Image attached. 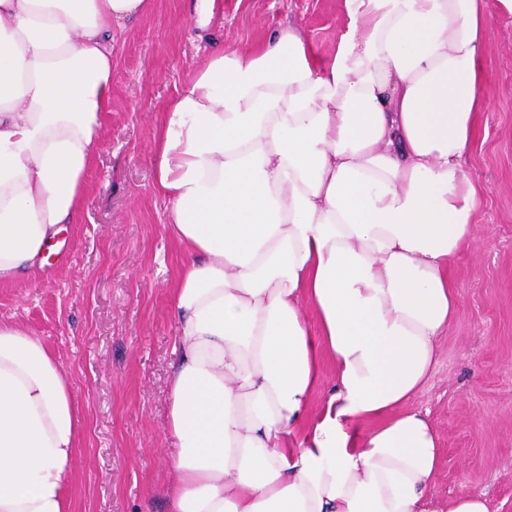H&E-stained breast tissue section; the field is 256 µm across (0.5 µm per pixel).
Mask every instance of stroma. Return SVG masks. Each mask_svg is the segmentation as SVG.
<instances>
[{
    "label": "stroma",
    "instance_id": "stroma-1",
    "mask_svg": "<svg viewBox=\"0 0 512 512\" xmlns=\"http://www.w3.org/2000/svg\"><path fill=\"white\" fill-rule=\"evenodd\" d=\"M214 12L228 51L292 22L327 56L348 23L344 0H215ZM212 49L196 36L193 0H150L116 32L112 105L78 218L37 282L0 284V320L50 348L78 407L72 512H165L170 289L184 257L164 231L154 145L166 103ZM482 76L487 107L464 167L483 204L452 268L458 318L416 403L438 431L436 497L481 490L497 512H512V14L495 6Z\"/></svg>",
    "mask_w": 512,
    "mask_h": 512
}]
</instances>
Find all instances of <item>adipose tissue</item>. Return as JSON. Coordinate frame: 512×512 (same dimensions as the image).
Listing matches in <instances>:
<instances>
[{"mask_svg":"<svg viewBox=\"0 0 512 512\" xmlns=\"http://www.w3.org/2000/svg\"><path fill=\"white\" fill-rule=\"evenodd\" d=\"M147 0H0V283L74 223L112 102V28ZM335 54L282 27L216 51L155 145L178 357L167 512H491L439 500L413 404L457 318L484 190L488 0H345ZM333 383L322 388V363ZM78 417L42 340L0 323V512H71Z\"/></svg>","mask_w":512,"mask_h":512,"instance_id":"ef3b65f1","label":"adipose tissue"}]
</instances>
